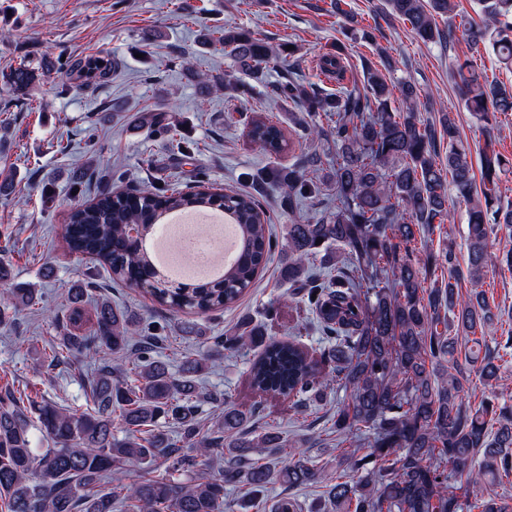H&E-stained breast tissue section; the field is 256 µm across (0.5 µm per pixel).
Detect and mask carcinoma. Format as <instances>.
<instances>
[{
	"instance_id": "1",
	"label": "carcinoma",
	"mask_w": 512,
	"mask_h": 512,
	"mask_svg": "<svg viewBox=\"0 0 512 512\" xmlns=\"http://www.w3.org/2000/svg\"><path fill=\"white\" fill-rule=\"evenodd\" d=\"M483 19L465 32L472 54L457 58L452 77L464 89V106L486 129L512 112V91L488 81L478 66L481 52L512 65V0H477ZM389 14L410 25L425 43L453 40L437 18L454 11L451 0H385ZM202 43L219 45L245 74L267 88L274 101L295 109L291 120L306 136L334 152L329 179L336 206L314 222L290 224L282 240L273 237L263 188L274 185L281 203L294 205L317 195L309 176L320 157L306 154L289 167H271L252 177L254 191L216 189L204 181L116 192L95 187L94 196L70 209L64 228L68 249L87 256L114 281L145 290L175 313L207 315L236 303L280 249L281 277L292 296L312 312L328 342V371L311 361L299 342L267 336L264 323L244 319L212 348L183 357L178 373L157 357L164 328L145 324L107 298L82 305L87 285L69 288L70 310L41 306V295L12 281L11 264L0 261V287L9 301L0 306V328L9 312L40 306L46 322L61 329L58 341L42 351L53 364L72 355L94 361L92 408L78 412L53 401H37L8 391L0 395V512H228L226 487L247 488L252 499L273 481L296 488L318 476L304 443L279 431H256L249 417L228 399L201 390L220 350L260 349L249 370L259 394L294 397L301 406L321 401L336 387L350 392L336 409V433L349 439L336 473L328 478V503L337 512H509L508 503L485 494L486 486H512V404L495 391L476 407L466 401L470 374L493 387L501 365L489 346L501 325L483 292L464 296L453 248L428 255L427 263L448 271V282L430 280L414 255L416 242L450 219L448 187L467 205V273L477 284L491 261L512 273V249L492 256V236L512 232V207L503 205L501 176L512 159L490 136L480 151L475 176L468 145L452 113L439 124L421 120L420 89L398 84L400 103L391 107L392 89L378 71L367 68L362 87L327 94L293 79L268 82L267 71L285 65L294 50H274L240 27L204 31ZM342 46L323 56L320 67L344 78ZM119 63L111 57H82L70 64L80 85L112 79ZM54 64L45 54L0 75L16 96L51 78ZM190 76L202 90L252 87L198 71ZM166 105L131 116L134 129L173 132ZM253 146L269 155L291 149L284 131L269 119L252 123ZM217 207L241 230L235 265L204 284L175 285L156 273L141 241L129 235L137 224L147 230L177 209ZM333 271L323 281L312 273L314 260ZM86 321L89 333L79 332ZM473 342L465 364L456 358L457 340ZM212 404L207 429L203 405ZM118 415L124 434L112 433ZM52 443L32 447L31 429ZM271 448L281 465L260 462L254 450ZM366 449L368 453L358 456ZM378 464L367 468L364 460ZM128 466L139 474L123 478ZM165 472L157 473L159 467ZM326 503V504H328ZM316 503L310 512H324Z\"/></svg>"
}]
</instances>
